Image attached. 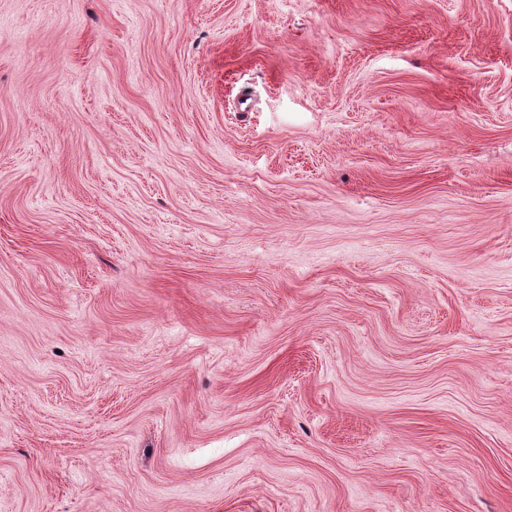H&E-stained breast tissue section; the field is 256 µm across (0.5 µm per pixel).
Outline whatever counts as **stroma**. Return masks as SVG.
Instances as JSON below:
<instances>
[{"instance_id": "obj_1", "label": "stroma", "mask_w": 512, "mask_h": 512, "mask_svg": "<svg viewBox=\"0 0 512 512\" xmlns=\"http://www.w3.org/2000/svg\"><path fill=\"white\" fill-rule=\"evenodd\" d=\"M0 512H512V0H0Z\"/></svg>"}]
</instances>
